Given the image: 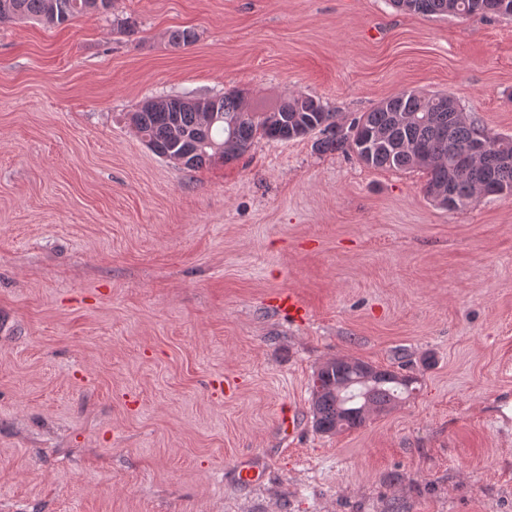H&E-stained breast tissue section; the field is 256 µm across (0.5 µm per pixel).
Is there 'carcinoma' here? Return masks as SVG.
I'll return each instance as SVG.
<instances>
[{"instance_id": "cac0c4a2", "label": "carcinoma", "mask_w": 512, "mask_h": 512, "mask_svg": "<svg viewBox=\"0 0 512 512\" xmlns=\"http://www.w3.org/2000/svg\"><path fill=\"white\" fill-rule=\"evenodd\" d=\"M402 12L422 16L512 17V0H389ZM95 0H0V23L30 19L63 25L88 14H106ZM239 91L213 98L205 116L191 104L175 110L173 98L146 100L130 122L141 140L159 157L176 160L188 171L205 164L228 163L246 153L254 141L287 142L307 128L319 134L318 150L353 152L372 168L419 169L427 174L425 192L447 187L449 210L479 195L512 190V137L490 138L462 109L448 108V94L409 91L383 100L345 126L320 100L289 94L268 112H249ZM413 378L379 369L360 359L333 358L315 372L311 393L314 425L323 434L360 428L372 414L387 412L405 400Z\"/></svg>"}]
</instances>
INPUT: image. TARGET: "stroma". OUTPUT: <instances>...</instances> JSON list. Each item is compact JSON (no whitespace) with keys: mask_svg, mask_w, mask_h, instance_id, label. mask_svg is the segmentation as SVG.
Listing matches in <instances>:
<instances>
[{"mask_svg":"<svg viewBox=\"0 0 512 512\" xmlns=\"http://www.w3.org/2000/svg\"><path fill=\"white\" fill-rule=\"evenodd\" d=\"M234 90L341 123L446 92L512 136V19L112 0L0 24V512H512V196L445 210L311 135L188 171L130 123ZM403 355L406 402L315 430L323 362Z\"/></svg>","mask_w":512,"mask_h":512,"instance_id":"obj_1","label":"stroma"}]
</instances>
